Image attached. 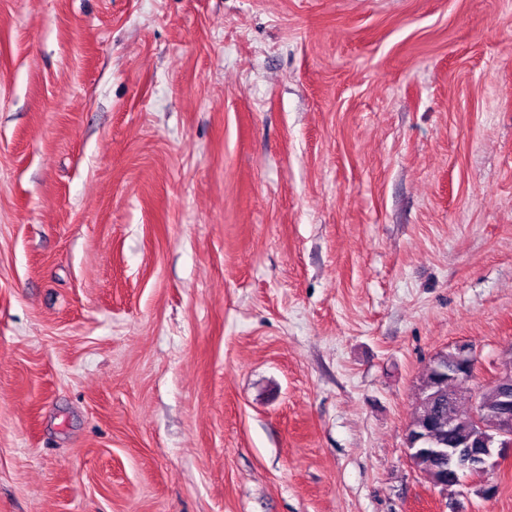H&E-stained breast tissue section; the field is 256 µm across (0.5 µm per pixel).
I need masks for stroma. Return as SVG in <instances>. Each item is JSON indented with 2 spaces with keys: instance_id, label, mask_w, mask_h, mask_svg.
Listing matches in <instances>:
<instances>
[{
  "instance_id": "obj_1",
  "label": "stroma",
  "mask_w": 512,
  "mask_h": 512,
  "mask_svg": "<svg viewBox=\"0 0 512 512\" xmlns=\"http://www.w3.org/2000/svg\"><path fill=\"white\" fill-rule=\"evenodd\" d=\"M512 368V0H0V512H512L406 432Z\"/></svg>"
}]
</instances>
